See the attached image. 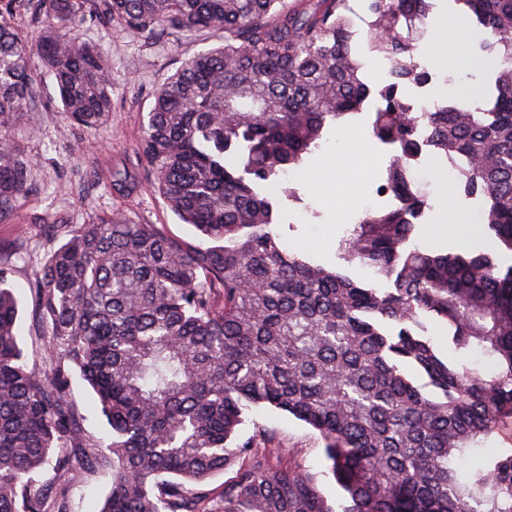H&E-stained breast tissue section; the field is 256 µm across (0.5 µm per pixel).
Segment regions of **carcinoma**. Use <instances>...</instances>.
Instances as JSON below:
<instances>
[{
	"mask_svg": "<svg viewBox=\"0 0 512 512\" xmlns=\"http://www.w3.org/2000/svg\"><path fill=\"white\" fill-rule=\"evenodd\" d=\"M454 2L448 18L483 35L475 57L493 62V81L481 105L417 114L400 98L428 80L413 31L434 0H367L369 49L394 62L377 88L362 77L348 0H0L1 223L31 192L36 159L17 118L36 126L42 75L75 125L112 115L110 61L76 21L145 42L224 33L157 90L139 145L199 243L112 213L74 229L38 219L51 240L67 236L31 281L39 368L0 262V512H70L74 473L101 466L69 401L75 369L110 432L98 512H512V448L467 455L512 419V264L479 243L446 254L410 244L408 217L428 206L409 173L424 123L437 159L470 160L443 200L483 198L487 228L512 252V0ZM368 101L372 137L398 146L386 184L402 204L364 212L340 240V258L372 272L355 281L286 249L274 224L283 200H300L284 174ZM431 319L447 325L454 357L425 335ZM475 350L490 369L466 361ZM261 406L316 430L328 470L306 469L271 427L244 432Z\"/></svg>",
	"mask_w": 512,
	"mask_h": 512,
	"instance_id": "1",
	"label": "carcinoma"
}]
</instances>
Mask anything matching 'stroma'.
Listing matches in <instances>:
<instances>
[{
	"label": "stroma",
	"mask_w": 512,
	"mask_h": 512,
	"mask_svg": "<svg viewBox=\"0 0 512 512\" xmlns=\"http://www.w3.org/2000/svg\"><path fill=\"white\" fill-rule=\"evenodd\" d=\"M81 34L96 40L112 60V119L92 132L78 128L67 113L58 109L52 78L43 77L39 125L34 132L23 131L18 136L21 148L38 159L31 172L32 192L17 218L7 224L0 223V247L15 242L26 246L21 257L11 258L9 262L12 269L9 282L22 307L20 333L31 350L38 349L41 340L32 327L30 281L50 248L40 225L34 222L35 217L45 215L52 223L76 226L87 223L96 214L109 212L142 224L158 225L178 241L196 240L194 227L182 223L158 194L138 157V146L156 90L187 58L219 47L222 34L169 36L148 44L120 28L106 31L88 23L82 26ZM439 71L431 87L452 101H477L492 75L490 69L473 64L467 46L453 52ZM356 132L355 143L338 154L331 169L321 168L319 154L309 157L304 178L298 184L302 200L284 203L275 230L286 247L303 250L316 264L344 271L353 280L363 281L369 278V271L340 259L338 243L368 199H375L377 209H387L385 200L376 199L375 190L389 159L376 148L367 127H357ZM367 150L373 155L374 173L359 180L353 173ZM92 168L100 171V178L84 182L86 171ZM115 170L126 173L135 183L133 194L120 196L112 190L107 176ZM314 177L345 184L354 198V210L339 214L333 198L316 196L310 184ZM447 179L443 166L435 164L421 185V193L430 207L425 224L417 228L414 242L429 252L460 249L456 239L431 233L442 220L440 193ZM252 418L277 429L282 448L298 449L306 468L314 471L325 468L323 444L307 425L288 413L269 408L254 411ZM111 481L112 471L108 468L76 474L72 480L71 512H97Z\"/></svg>",
	"instance_id": "stroma-1"
}]
</instances>
